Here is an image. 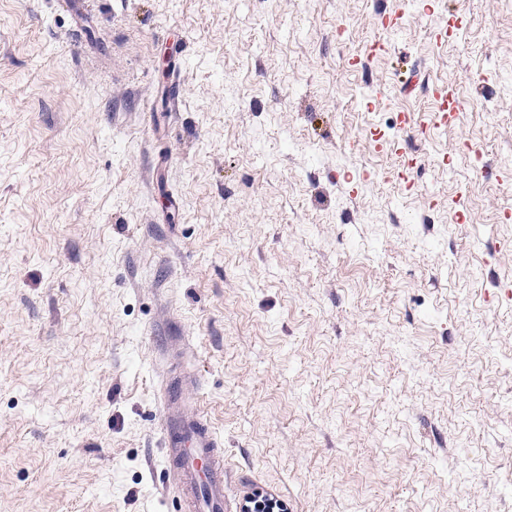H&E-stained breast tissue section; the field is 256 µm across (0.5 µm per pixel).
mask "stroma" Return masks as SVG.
Segmentation results:
<instances>
[{"mask_svg":"<svg viewBox=\"0 0 512 512\" xmlns=\"http://www.w3.org/2000/svg\"><path fill=\"white\" fill-rule=\"evenodd\" d=\"M90 5L0 0V512H175L171 373L224 512H512V0Z\"/></svg>","mask_w":512,"mask_h":512,"instance_id":"35a3bbf8","label":"stroma"}]
</instances>
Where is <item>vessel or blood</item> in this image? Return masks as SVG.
<instances>
[{"label": "vessel or blood", "instance_id": "obj_1", "mask_svg": "<svg viewBox=\"0 0 512 512\" xmlns=\"http://www.w3.org/2000/svg\"><path fill=\"white\" fill-rule=\"evenodd\" d=\"M188 383H166L159 415L165 472L182 493L178 512H224V454L210 427L186 402Z\"/></svg>", "mask_w": 512, "mask_h": 512}]
</instances>
